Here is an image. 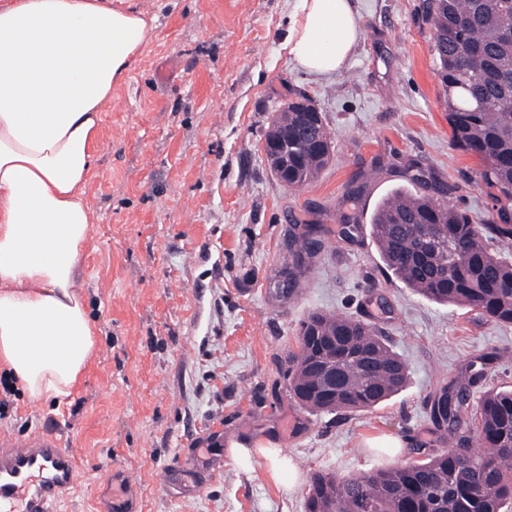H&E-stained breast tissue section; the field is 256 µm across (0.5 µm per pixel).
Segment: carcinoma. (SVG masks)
Listing matches in <instances>:
<instances>
[{
    "label": "carcinoma",
    "mask_w": 512,
    "mask_h": 512,
    "mask_svg": "<svg viewBox=\"0 0 512 512\" xmlns=\"http://www.w3.org/2000/svg\"><path fill=\"white\" fill-rule=\"evenodd\" d=\"M434 30L435 68L448 107L451 143L481 162L479 177L496 190L498 224H475L437 195L398 191L370 219L386 270L418 295L478 311L512 325V261L489 247L512 248V0H424ZM333 146L320 112H279L266 129L269 167L299 188L331 154H312L304 126ZM288 277L309 267L315 243L292 234ZM288 354L289 394L310 412H354L390 399L407 368L375 325L350 316L310 313ZM336 366V393L319 388L320 367ZM432 417L447 427L448 447L422 461L339 479L317 472L304 512H512V389L490 388L477 404L467 389L433 400ZM478 447H470L471 440Z\"/></svg>",
    "instance_id": "cac0c4a2"
}]
</instances>
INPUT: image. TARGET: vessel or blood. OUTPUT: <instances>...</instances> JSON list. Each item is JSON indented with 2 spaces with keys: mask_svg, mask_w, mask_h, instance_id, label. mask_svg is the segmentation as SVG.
I'll list each match as a JSON object with an SVG mask.
<instances>
[{
  "mask_svg": "<svg viewBox=\"0 0 512 512\" xmlns=\"http://www.w3.org/2000/svg\"><path fill=\"white\" fill-rule=\"evenodd\" d=\"M76 470L73 454L52 431L0 448V512H53L74 486Z\"/></svg>",
  "mask_w": 512,
  "mask_h": 512,
  "instance_id": "1",
  "label": "vessel or blood"
}]
</instances>
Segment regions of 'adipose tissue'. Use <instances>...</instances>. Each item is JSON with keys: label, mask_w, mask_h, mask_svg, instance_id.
Here are the masks:
<instances>
[{"label": "adipose tissue", "mask_w": 512, "mask_h": 512, "mask_svg": "<svg viewBox=\"0 0 512 512\" xmlns=\"http://www.w3.org/2000/svg\"><path fill=\"white\" fill-rule=\"evenodd\" d=\"M150 34L112 0H0V372L34 401L68 397L96 351L85 187L112 87ZM358 41L351 0H301L287 48L325 76Z\"/></svg>", "instance_id": "adipose-tissue-1"}]
</instances>
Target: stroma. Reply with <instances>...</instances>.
Wrapping results in <instances>:
<instances>
[{
	"instance_id": "35a3bbf8",
	"label": "stroma",
	"mask_w": 512,
	"mask_h": 512,
	"mask_svg": "<svg viewBox=\"0 0 512 512\" xmlns=\"http://www.w3.org/2000/svg\"><path fill=\"white\" fill-rule=\"evenodd\" d=\"M424 0H353L362 35L351 59L318 77L285 48L300 0H125L152 27L140 62L112 88L85 196L93 214L82 272L97 351L70 397L30 402L0 377V441L53 426L76 456V485L55 512H304L311 476H355L444 447L428 400L489 358L469 389L512 386V325L429 301L382 268L376 205L435 174L450 205L498 219L478 160L450 142ZM314 102L335 134L329 163L291 189L270 172L265 130L288 100ZM359 224L338 218L347 190ZM324 245L288 296L272 283L292 231ZM324 311L377 323L409 380L384 403L313 415L284 371L301 321ZM399 438L401 449L368 438ZM271 444L301 480L278 489L259 458Z\"/></svg>"
}]
</instances>
